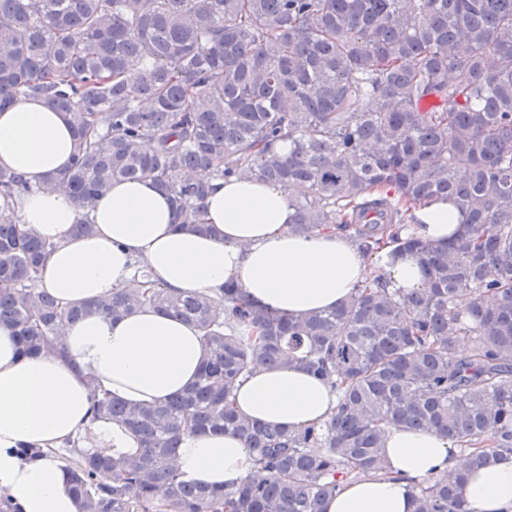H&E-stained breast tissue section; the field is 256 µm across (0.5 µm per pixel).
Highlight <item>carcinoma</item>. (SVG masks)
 Returning <instances> with one entry per match:
<instances>
[{
    "instance_id": "obj_1",
    "label": "carcinoma",
    "mask_w": 512,
    "mask_h": 512,
    "mask_svg": "<svg viewBox=\"0 0 512 512\" xmlns=\"http://www.w3.org/2000/svg\"><path fill=\"white\" fill-rule=\"evenodd\" d=\"M22 96L75 130L73 165L50 183L86 212L112 183L149 178L179 227L205 232L196 172L255 177L305 189L291 234L350 232L368 258L417 257L426 278L389 289L374 267L341 306L289 319L234 285L172 294L140 265L111 300L64 312L35 285L48 245L19 225L31 187L0 168V323L24 353L61 349L88 312L144 305L206 344L196 380L163 403L95 396V417L140 447L73 449L84 512H320L343 481L387 470L393 427L462 452L460 470L413 486L416 512H466L463 470L512 454V0H0V109ZM436 196L464 217L444 243L406 232ZM276 366L329 384L332 418L288 430L239 415L240 379ZM209 430L253 457L232 490L170 466L181 434Z\"/></svg>"
}]
</instances>
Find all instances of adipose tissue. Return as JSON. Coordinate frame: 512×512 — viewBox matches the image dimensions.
I'll list each match as a JSON object with an SVG mask.
<instances>
[{
	"instance_id": "obj_1",
	"label": "adipose tissue",
	"mask_w": 512,
	"mask_h": 512,
	"mask_svg": "<svg viewBox=\"0 0 512 512\" xmlns=\"http://www.w3.org/2000/svg\"><path fill=\"white\" fill-rule=\"evenodd\" d=\"M74 148L62 113L40 98L0 112V166L34 187L21 201V223L51 246L36 286L61 309L110 300L133 278L137 260L169 291L212 295L233 281L251 304L288 318L336 308L369 273L341 232L288 234L291 193L257 179L206 177L204 234L177 230L169 195L149 179L113 183L83 212L48 183L70 168ZM414 217L411 233L430 241L464 231L461 214L443 199L417 208ZM85 218L92 233L73 235L72 225ZM63 344L61 356L25 355L13 329L0 324V492L20 512H82L68 466L55 455L65 443L82 440L104 457L136 447L134 434L94 418L95 391L162 402L195 380L205 356L195 327L146 306L117 321L88 314L67 326ZM232 402L247 417L298 428L329 419L337 398L305 370L275 368L247 375ZM27 445L44 456L21 460L16 450ZM384 453L387 474L344 482L321 512H415L412 482L459 465L448 439L428 432L391 430ZM171 464L184 479L228 490L252 469L244 441L230 433H185ZM459 493L471 512H512V455L468 472Z\"/></svg>"
}]
</instances>
